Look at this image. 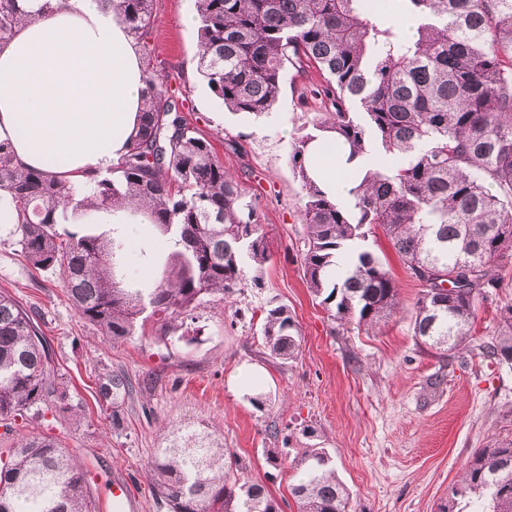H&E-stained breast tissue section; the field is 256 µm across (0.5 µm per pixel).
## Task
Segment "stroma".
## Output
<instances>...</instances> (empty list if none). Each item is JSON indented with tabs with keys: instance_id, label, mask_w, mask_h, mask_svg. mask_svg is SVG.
<instances>
[{
	"instance_id": "35a3bbf8",
	"label": "stroma",
	"mask_w": 512,
	"mask_h": 512,
	"mask_svg": "<svg viewBox=\"0 0 512 512\" xmlns=\"http://www.w3.org/2000/svg\"><path fill=\"white\" fill-rule=\"evenodd\" d=\"M183 0H160L150 42L155 64L186 97L184 113L210 140L266 226L271 263L246 266L247 284L229 303L210 296L184 322L161 331L147 320L115 345L72 308L58 271L31 270L15 227L0 228V290L40 315L59 374L81 419L20 423L24 434L59 438L87 473L97 512H112V483L124 481L138 512H168L152 495L146 465L173 428L202 424L233 452L244 477L264 482L280 512H297L289 493L302 471L293 460L305 448H325L349 493L348 512H488L487 498L448 495L471 455L493 440H512V364L484 358L501 308L512 304V255L492 267L497 279L478 301L467 349L440 357L417 345L413 332L420 288L385 238L366 249L385 261L400 284V305L367 333L333 320L303 280L298 251L300 182L290 163L293 141L324 120L316 71L288 70L281 93L259 116L225 110L196 70L195 30L181 22ZM237 141L239 150L228 147ZM96 232L122 245L129 274L159 277L173 247L149 224H99ZM287 304L299 327V353L282 364L262 354L260 311ZM149 378L148 392L124 406L123 432L110 427L96 379L103 370ZM261 396L254 405L253 396ZM278 453L282 468L266 462Z\"/></svg>"
}]
</instances>
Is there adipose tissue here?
Segmentation results:
<instances>
[{"instance_id":"ef3b65f1","label":"adipose tissue","mask_w":512,"mask_h":512,"mask_svg":"<svg viewBox=\"0 0 512 512\" xmlns=\"http://www.w3.org/2000/svg\"><path fill=\"white\" fill-rule=\"evenodd\" d=\"M141 52L104 0H52L0 43V141L24 167L85 185L117 163L138 130L146 92ZM312 178L344 194L355 164L322 143Z\"/></svg>"}]
</instances>
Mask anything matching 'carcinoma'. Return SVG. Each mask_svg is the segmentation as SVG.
<instances>
[{"instance_id": "obj_1", "label": "carcinoma", "mask_w": 512, "mask_h": 512, "mask_svg": "<svg viewBox=\"0 0 512 512\" xmlns=\"http://www.w3.org/2000/svg\"><path fill=\"white\" fill-rule=\"evenodd\" d=\"M144 42L158 0H107ZM372 0H197V72L215 100L260 114L276 101L288 67L320 73L328 117L292 145L301 181L306 237L300 265L307 287L342 324L368 332L399 306L393 274L363 243L376 229L420 288L414 336L446 355L469 346L476 302L495 287L492 264L512 252V0H394L416 33ZM24 0H0V41L33 20ZM147 108L138 133L112 168L78 198L69 182L25 169L0 142V190L19 211L17 229L31 269L57 270L78 315L114 344L133 337L142 314L162 326L191 316L206 296L229 300L246 285L244 259L272 260L255 200L224 168L184 115L185 99L145 66ZM324 141L349 148L361 167L345 198L310 175L307 153ZM147 213L174 251L150 287L120 286L116 246L87 230L60 233L69 207ZM448 277L452 288H438ZM286 304L262 310L264 354L283 363L299 350ZM482 354L512 364V305ZM141 382L99 375L111 428ZM75 423L81 409L55 369L33 312L0 291V425L41 418ZM304 478L290 487L298 512H347L349 495L330 452L307 448L295 461ZM226 449L192 425L156 450L146 471L169 512H279L266 485L231 474ZM489 494L492 512H512V442L476 452L451 489ZM0 512H96L77 457L52 436L14 431L0 448Z\"/></svg>"}]
</instances>
